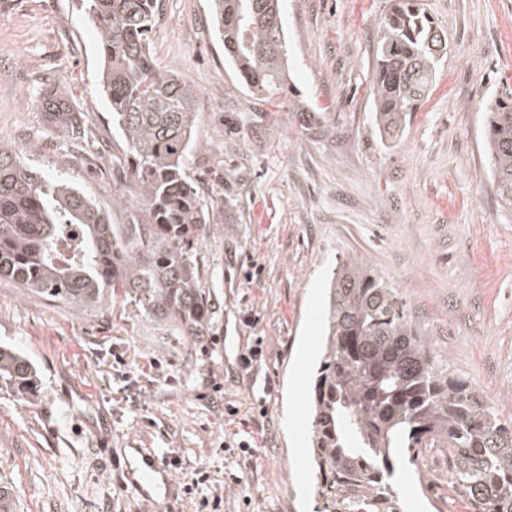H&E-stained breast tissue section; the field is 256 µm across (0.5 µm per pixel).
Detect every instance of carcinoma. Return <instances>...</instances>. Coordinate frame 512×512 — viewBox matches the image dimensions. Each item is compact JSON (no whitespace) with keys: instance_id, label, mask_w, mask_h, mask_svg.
Wrapping results in <instances>:
<instances>
[{"instance_id":"1","label":"carcinoma","mask_w":512,"mask_h":512,"mask_svg":"<svg viewBox=\"0 0 512 512\" xmlns=\"http://www.w3.org/2000/svg\"><path fill=\"white\" fill-rule=\"evenodd\" d=\"M102 60L100 92L132 157L127 190L113 198L136 213L111 224L66 179H46L0 147V280L56 301L91 305L106 292L134 295L144 311L191 339L212 324L210 290L195 259L206 201L186 174L194 138L193 88L162 70L150 50L159 0H80ZM224 58L245 88L288 112L310 110L295 92L281 0H209ZM448 54L447 33L419 0H391L379 26L371 79L376 124L395 138ZM51 120L75 136L76 112L50 98ZM484 149L501 205L512 209V88L484 106ZM326 336L311 400L317 512H401L392 481L396 449L425 448L448 463L475 512H512V428L431 354L397 289L359 257L334 273ZM0 381L35 392L37 372L0 347Z\"/></svg>"}]
</instances>
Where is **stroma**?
<instances>
[{"instance_id":"35a3bbf8","label":"stroma","mask_w":512,"mask_h":512,"mask_svg":"<svg viewBox=\"0 0 512 512\" xmlns=\"http://www.w3.org/2000/svg\"><path fill=\"white\" fill-rule=\"evenodd\" d=\"M421 2L448 55L391 139L370 90L387 0H285L306 114L246 94L207 0H161L153 53L197 93L188 173L217 203L197 251L214 326L194 341L129 294L86 306L1 280L0 345L31 360L38 387L25 398L0 384V512H195L180 473L136 486L139 451L177 452L219 483L233 433L256 460L223 512H315L309 392L327 287L352 256L397 288L449 372L512 426V211L498 205L481 108L512 86V0ZM98 82L77 0H0V145L128 224L112 202L129 176L123 142ZM49 97L79 112L80 139L51 121ZM258 336L263 357L243 372L238 356ZM395 480L404 512H473L442 449Z\"/></svg>"}]
</instances>
